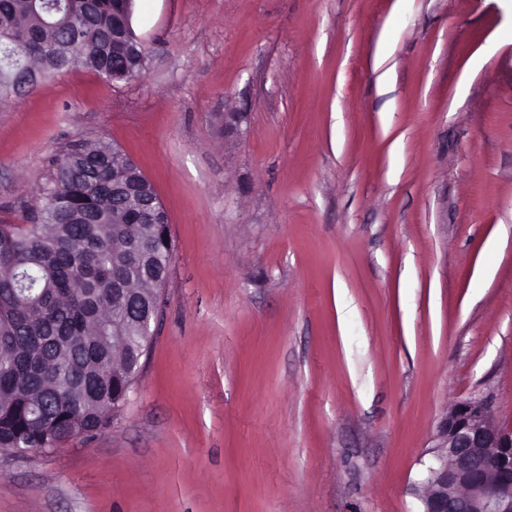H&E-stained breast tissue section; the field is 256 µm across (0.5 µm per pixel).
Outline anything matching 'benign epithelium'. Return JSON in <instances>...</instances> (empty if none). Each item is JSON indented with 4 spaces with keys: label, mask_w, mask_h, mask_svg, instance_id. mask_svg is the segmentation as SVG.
<instances>
[{
    "label": "benign epithelium",
    "mask_w": 512,
    "mask_h": 512,
    "mask_svg": "<svg viewBox=\"0 0 512 512\" xmlns=\"http://www.w3.org/2000/svg\"><path fill=\"white\" fill-rule=\"evenodd\" d=\"M421 512H512V426L493 422L487 403L462 401L441 420Z\"/></svg>",
    "instance_id": "7a95c632"
}]
</instances>
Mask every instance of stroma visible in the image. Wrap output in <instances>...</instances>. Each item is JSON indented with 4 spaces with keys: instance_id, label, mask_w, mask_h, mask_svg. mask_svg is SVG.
Masks as SVG:
<instances>
[{
    "instance_id": "obj_1",
    "label": "stroma",
    "mask_w": 512,
    "mask_h": 512,
    "mask_svg": "<svg viewBox=\"0 0 512 512\" xmlns=\"http://www.w3.org/2000/svg\"><path fill=\"white\" fill-rule=\"evenodd\" d=\"M133 26L142 77L0 103V224L104 138L174 245L127 402L0 452V512H420L447 410L512 425V0H136Z\"/></svg>"
}]
</instances>
